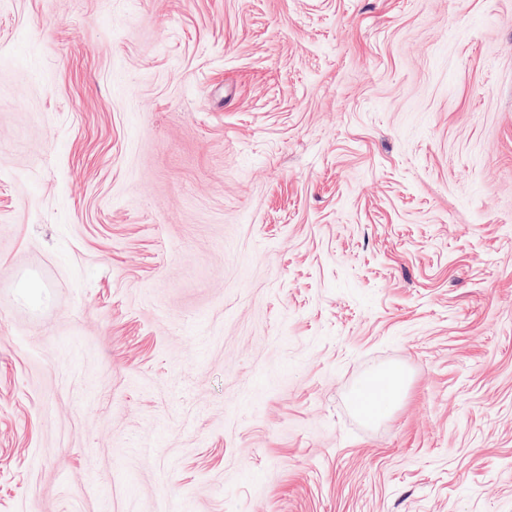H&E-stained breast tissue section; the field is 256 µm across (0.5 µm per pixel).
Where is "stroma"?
Instances as JSON below:
<instances>
[{
	"label": "stroma",
	"mask_w": 512,
	"mask_h": 512,
	"mask_svg": "<svg viewBox=\"0 0 512 512\" xmlns=\"http://www.w3.org/2000/svg\"><path fill=\"white\" fill-rule=\"evenodd\" d=\"M0 512H512V0H0ZM407 383V374L402 368H383L370 375L355 391L354 405L366 419L377 421L401 400Z\"/></svg>",
	"instance_id": "35a3bbf8"
}]
</instances>
